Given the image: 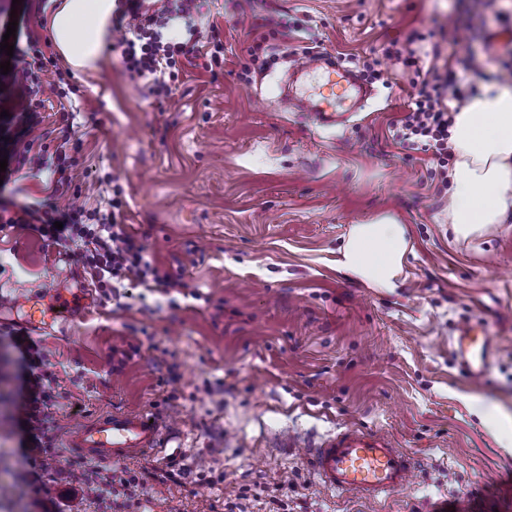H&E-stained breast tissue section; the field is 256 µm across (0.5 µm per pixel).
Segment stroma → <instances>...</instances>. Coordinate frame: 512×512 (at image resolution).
Returning a JSON list of instances; mask_svg holds the SVG:
<instances>
[{
  "mask_svg": "<svg viewBox=\"0 0 512 512\" xmlns=\"http://www.w3.org/2000/svg\"><path fill=\"white\" fill-rule=\"evenodd\" d=\"M201 41L219 25L224 69L186 67L171 99L129 78L104 45L94 73L51 98L44 127L70 115L81 148L65 204L124 202L127 230L183 285L107 298L76 260L25 224L0 232V329L24 327L31 297L93 291L69 323L37 339L65 393L59 436L96 415L129 410L172 418L181 448L129 463L146 486L99 498L76 481L81 456L54 453L39 495L15 484L29 467L11 452L19 428L0 420V512H512V223L471 240L448 228V189L392 127L414 69L385 56L412 33L470 57L485 73L512 59L496 27L512 0H197ZM487 26L480 41L448 39L449 17ZM263 36L255 44V36ZM348 65L378 61L365 111L321 127L282 96L288 66L313 47ZM388 215L411 245L398 288L380 293L342 271L350 225ZM481 319L498 345L481 379L459 372L448 341ZM345 425L389 436L418 470L405 491L368 501L315 480L303 440ZM293 449H283V442ZM184 468L168 475L169 459Z\"/></svg>",
  "mask_w": 512,
  "mask_h": 512,
  "instance_id": "35a3bbf8",
  "label": "stroma"
}]
</instances>
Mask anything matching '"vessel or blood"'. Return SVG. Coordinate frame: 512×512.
Masks as SVG:
<instances>
[{
  "mask_svg": "<svg viewBox=\"0 0 512 512\" xmlns=\"http://www.w3.org/2000/svg\"><path fill=\"white\" fill-rule=\"evenodd\" d=\"M300 77L317 76L314 93L295 89L303 111L329 127L343 123L346 113L362 111L372 92L359 74L343 62L322 53L298 63ZM71 303L61 298L29 306V327L42 328L66 318ZM449 344L465 377L476 380L495 361L497 345L479 320H470L453 332ZM177 433L161 420L144 414L113 411L83 422L67 435L68 452L94 462L125 464L169 447ZM306 453L318 484L328 492H348L366 500L405 490L417 469L415 458L397 448L391 438L359 426H346L307 444Z\"/></svg>",
  "mask_w": 512,
  "mask_h": 512,
  "instance_id": "obj_1",
  "label": "vessel or blood"
}]
</instances>
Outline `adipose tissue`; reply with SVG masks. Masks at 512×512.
Instances as JSON below:
<instances>
[{"instance_id":"1","label":"adipose tissue","mask_w":512,"mask_h":512,"mask_svg":"<svg viewBox=\"0 0 512 512\" xmlns=\"http://www.w3.org/2000/svg\"><path fill=\"white\" fill-rule=\"evenodd\" d=\"M116 0H64L52 11L55 47L76 68L96 70L110 35ZM450 142L455 169L448 222L456 238L485 234L512 221V90L495 86L471 99L456 115ZM408 250L402 225L389 217L349 230L339 265L369 287L397 288Z\"/></svg>"}]
</instances>
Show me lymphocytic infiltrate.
Listing matches in <instances>:
<instances>
[{"instance_id":"obj_1","label":"lymphocytic infiltrate","mask_w":512,"mask_h":512,"mask_svg":"<svg viewBox=\"0 0 512 512\" xmlns=\"http://www.w3.org/2000/svg\"><path fill=\"white\" fill-rule=\"evenodd\" d=\"M196 8V0H178L176 8L150 17L146 28L134 30L120 23L112 27L127 70L146 81L156 98H170L172 84L186 66L199 64L212 72L224 65V42L219 35L211 36L204 51L195 41L168 35L174 17L191 15ZM32 17L28 8L17 14L14 51L8 54L0 50V62H9L11 67L10 72L0 73V158L8 160L5 172L0 173V214L10 213L11 223L32 225L40 237L73 249L76 260L91 271L100 287L110 290L113 298H120L121 288L127 285L169 294L180 287V278L156 260L143 237L126 230L122 200H113L107 216L58 204L71 184V130L60 128L53 134L44 130L41 111L50 97L62 98L66 92L60 82L44 78L56 61L40 49L31 27ZM387 54L422 75L411 102L394 125L393 136L402 147L427 155L431 176L447 182L448 164L454 157L449 142L454 106L477 94L474 77L479 70L470 60L460 61L455 68H427L416 50L403 46H391ZM51 137L57 141L52 151L46 145ZM31 164L49 172L52 192L42 203L15 206L13 185ZM15 349L21 360L16 403L22 446L32 462L41 465L57 446L55 414L62 397L61 385L37 342L26 337Z\"/></svg>"}]
</instances>
